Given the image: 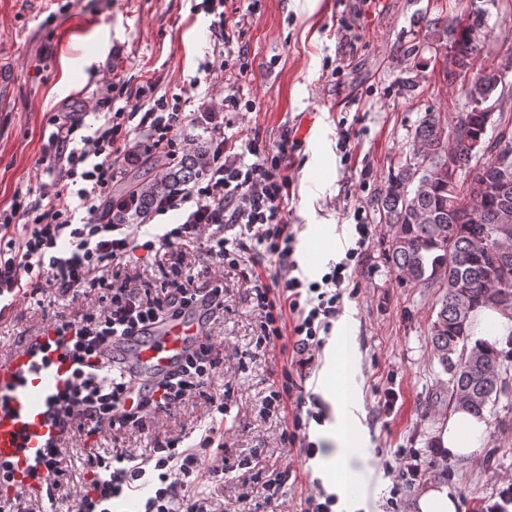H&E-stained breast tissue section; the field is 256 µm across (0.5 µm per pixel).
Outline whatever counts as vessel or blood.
Wrapping results in <instances>:
<instances>
[{"label":"vessel or blood","mask_w":512,"mask_h":512,"mask_svg":"<svg viewBox=\"0 0 512 512\" xmlns=\"http://www.w3.org/2000/svg\"><path fill=\"white\" fill-rule=\"evenodd\" d=\"M209 304L200 299L175 319L152 324L147 331L114 344L112 354L145 393L182 366L187 354L202 339L203 315ZM72 372L70 361L56 353L35 361L19 351L0 360V386L12 387V412L0 415V460H15L18 466L42 458L57 433L49 403Z\"/></svg>","instance_id":"1"}]
</instances>
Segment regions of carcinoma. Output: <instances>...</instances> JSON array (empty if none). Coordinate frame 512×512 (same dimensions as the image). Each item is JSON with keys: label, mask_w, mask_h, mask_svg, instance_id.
Segmentation results:
<instances>
[{"label": "carcinoma", "mask_w": 512, "mask_h": 512, "mask_svg": "<svg viewBox=\"0 0 512 512\" xmlns=\"http://www.w3.org/2000/svg\"><path fill=\"white\" fill-rule=\"evenodd\" d=\"M485 14L472 7L454 23L434 27L440 47L452 49L453 66L475 70L466 89L468 109L450 122L426 113L412 133V157L391 172L377 198L384 223L394 229L392 267L409 285L442 290L430 336L434 356L449 375V404L478 416L505 391L504 361H512V351L484 341L469 344L480 311L512 315V168L496 166L499 148H512V127L504 119L512 88L501 67L476 68L492 35ZM187 142L188 151L156 178H129L125 189L138 191V213L116 214L113 222L140 220L159 198L207 169L209 141L192 135Z\"/></svg>", "instance_id": "1"}]
</instances>
